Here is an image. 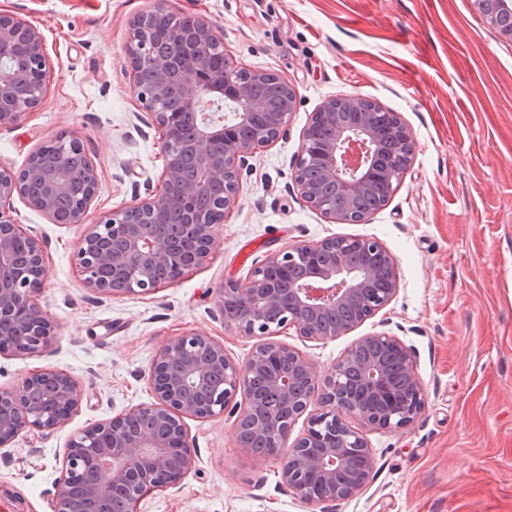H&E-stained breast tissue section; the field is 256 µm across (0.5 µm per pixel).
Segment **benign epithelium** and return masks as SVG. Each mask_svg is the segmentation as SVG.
<instances>
[{
  "label": "benign epithelium",
  "instance_id": "7a95c632",
  "mask_svg": "<svg viewBox=\"0 0 512 512\" xmlns=\"http://www.w3.org/2000/svg\"><path fill=\"white\" fill-rule=\"evenodd\" d=\"M474 8L512 41V0H473ZM163 8L130 23L131 92L161 131V187L144 199L103 216L80 238L77 260L86 287L104 296L148 294L179 281L203 265L216 248L213 228L236 203L249 155L284 134L297 107V92L270 71L224 63L215 25L198 14L172 31L174 56L155 53L153 25L169 19ZM46 48L40 31L0 12V129L18 124L45 94ZM155 81L145 87L140 70ZM278 82L280 112H265L252 93L260 79ZM30 95L21 98L19 87ZM231 104L235 113L214 112ZM416 143L396 112L353 96L323 102L302 135L294 181L306 205L344 224L364 188L378 184L392 195L410 166ZM82 157L83 192L72 203L69 223L82 224L97 187V171L82 143L63 134L49 139L18 172L0 168V355L40 354L54 336L52 317L37 296L48 278L40 239L12 218L16 195L57 223L56 208L70 193V159ZM183 212V234L194 251L145 216ZM399 290L395 261L385 246L366 237H335L278 250L242 283L221 289L224 325L261 342L242 363L224 344L200 331L170 339L154 355L149 381L154 403L86 426L67 446L56 481L54 512H73V489L81 486L86 512H112L117 501L139 505L148 493L174 489L195 467L185 419L208 418L229 409L236 415L238 446L254 460L280 461L282 483L304 504L326 505L358 495L369 483L374 457L366 432L411 426L425 406L411 350L385 333L360 338L321 376L316 366L274 339L284 329L314 341L345 336L385 308ZM282 401L286 412L263 414L252 380ZM242 401H236L237 396ZM83 391L66 370L46 368L0 388V447L31 429L66 424ZM303 433L288 443L297 420L312 404Z\"/></svg>",
  "mask_w": 512,
  "mask_h": 512
}]
</instances>
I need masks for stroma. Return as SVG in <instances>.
Returning <instances> with one entry per match:
<instances>
[{"label":"stroma","instance_id":"35a3bbf8","mask_svg":"<svg viewBox=\"0 0 512 512\" xmlns=\"http://www.w3.org/2000/svg\"><path fill=\"white\" fill-rule=\"evenodd\" d=\"M162 6L212 21L236 66L279 73L298 96L287 131L246 161L236 203L202 266L150 294L85 288L76 245L86 224L155 191L160 130L131 93L132 17ZM47 47L46 93L0 130V166L18 170L50 137L77 138L98 184L85 225L50 223L24 199L13 217L44 244L38 302L56 329L47 352L0 355V388L36 371H69L84 397L67 424L0 448V512H53L71 436L153 402L148 370L170 339L203 331L244 362L258 343L225 327L220 291L295 243L378 239L399 277L393 300L348 335L279 339L330 372L361 337L385 333L412 351L425 409L403 430L367 439L373 479L328 512H512V42L472 0H0ZM396 112L416 141L387 204L360 224L306 206L293 180L312 112L332 97ZM235 418L186 421L196 458L180 487L138 512H311L282 484L277 461L255 466Z\"/></svg>","mask_w":512,"mask_h":512}]
</instances>
